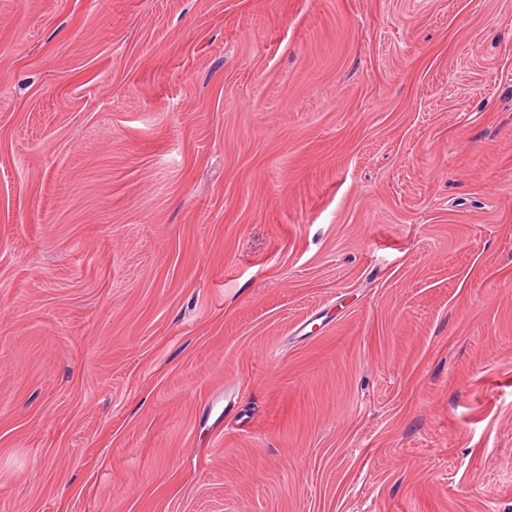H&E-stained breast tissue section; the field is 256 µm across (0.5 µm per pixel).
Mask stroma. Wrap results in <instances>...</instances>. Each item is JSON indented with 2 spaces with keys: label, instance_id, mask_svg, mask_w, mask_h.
I'll return each instance as SVG.
<instances>
[{
  "label": "stroma",
  "instance_id": "1",
  "mask_svg": "<svg viewBox=\"0 0 512 512\" xmlns=\"http://www.w3.org/2000/svg\"><path fill=\"white\" fill-rule=\"evenodd\" d=\"M0 512H512V0H0Z\"/></svg>",
  "mask_w": 512,
  "mask_h": 512
}]
</instances>
